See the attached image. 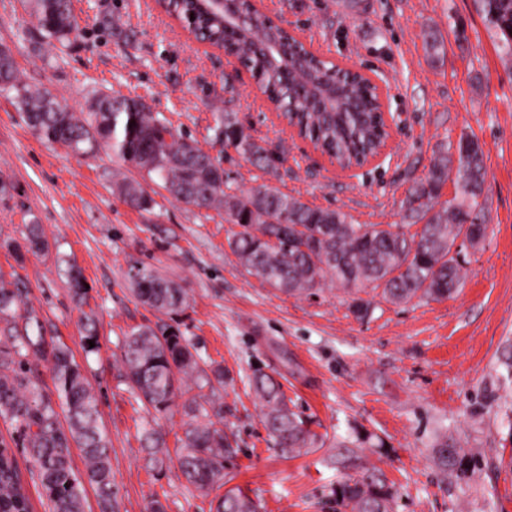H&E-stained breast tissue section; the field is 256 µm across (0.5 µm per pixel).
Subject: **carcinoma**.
Listing matches in <instances>:
<instances>
[{
  "label": "carcinoma",
  "instance_id": "carcinoma-1",
  "mask_svg": "<svg viewBox=\"0 0 512 512\" xmlns=\"http://www.w3.org/2000/svg\"><path fill=\"white\" fill-rule=\"evenodd\" d=\"M41 37L63 43L79 36L71 0H25ZM168 7L196 39L225 46L250 70L267 99L291 115L300 134L341 166L360 164L377 153L387 132L380 114L377 86L315 54L294 41L284 57L272 45L282 43L283 29L249 0H169ZM478 8L500 36L505 56L512 58V0H478ZM0 91L12 94L17 110L35 135L48 145L75 154L105 152L113 161L131 166L143 178L161 182L178 201L197 208L224 211V221L239 227L228 239L246 271L261 283L292 296H313L338 287L349 310L364 318L372 302L359 296L364 289L381 290L389 302L450 298L461 287L463 262L453 255L458 240L477 227L486 209V169L479 140L467 134L448 142L433 157L427 174L407 190L403 207L408 224H360L351 214L305 202L271 182L277 177L280 152L260 144L226 110L214 115L212 139L233 149L270 179L247 187L225 177L221 163L166 117L149 112L142 98L99 93L88 116L75 112L65 99L24 82L12 50L0 45ZM452 183L454 195L440 201ZM125 201L147 209L152 198L137 181H122ZM415 226V232L408 228ZM3 247L23 263L26 254L48 249L42 226L31 219L22 240ZM139 269L132 283L140 302L162 315L188 305L179 283L156 269L133 261ZM69 292L77 303L88 295L81 270L66 263ZM28 288L18 275L0 274V419L10 423L30 458L50 512H84L87 488L96 492L99 512H118L112 472V446L100 426L98 397L87 377L53 330L25 307ZM82 343L86 351L99 346L96 321L85 318ZM94 347H89V342ZM117 357L118 378L147 412L167 415L193 382L199 393L182 404L185 422L177 438V465L187 485L200 492L224 486V460L231 445L224 433V409L215 390L224 373L201 367L193 345L173 326L161 322L126 334ZM49 366L54 392L41 385L39 362ZM251 386L261 400L265 426L275 444L301 454L316 447L318 435L289 406L281 384L256 373ZM209 393H203L204 389ZM66 413L60 421L57 408ZM142 448L158 464L163 436L144 427ZM369 438L356 433L339 443L336 468L343 476L329 489L326 503L333 512H393L397 490L375 467L359 463L357 449ZM85 460L83 474L74 473L72 449ZM474 457L473 450L442 437L433 458L455 469ZM0 512H31L14 449L0 440ZM216 512H257L256 502L240 489L218 499Z\"/></svg>",
  "mask_w": 512,
  "mask_h": 512
}]
</instances>
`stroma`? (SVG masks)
Segmentation results:
<instances>
[{"label":"stroma","mask_w":512,"mask_h":512,"mask_svg":"<svg viewBox=\"0 0 512 512\" xmlns=\"http://www.w3.org/2000/svg\"><path fill=\"white\" fill-rule=\"evenodd\" d=\"M308 48L376 83L397 122L390 147L374 163L341 171L310 141L290 135L268 110L243 65L197 41L156 0H72L82 30L50 48L23 0H0V44L24 79L87 110L99 92L142 97L204 150L213 142L214 109L228 103L256 141L283 146L285 191L349 212L362 224H399L401 202L424 176L442 143L461 134L483 146L487 172L484 243L466 255L460 291L451 298L394 305L368 292L372 314L357 318L344 295L289 297L249 275L228 246L235 230L223 212L199 209L145 182L148 209L128 206L107 156L87 159L42 142L0 92V241L20 238L31 213L47 252L16 264L0 248V274L27 283V305L72 350L99 398L112 445L120 512H144L159 496L166 512H214V494L188 487L172 463L149 469L140 435L153 422L175 454L182 412L150 420L116 376L125 334L160 316L131 290L139 260L186 288L189 305L174 319L203 363L220 364L224 430L234 451L224 486L241 489L259 512H331L323 502L341 476L331 462L337 441L359 430L381 440L361 450L399 489L395 512H512V61L475 0H257ZM443 48L431 56L423 34ZM235 76L226 98L225 74ZM65 255L90 287L99 347L81 346L83 309L55 265ZM274 377L292 406L322 436V446L291 456L275 446L264 408L249 387L254 370ZM482 451L462 470L431 460L438 433Z\"/></svg>","instance_id":"1"}]
</instances>
